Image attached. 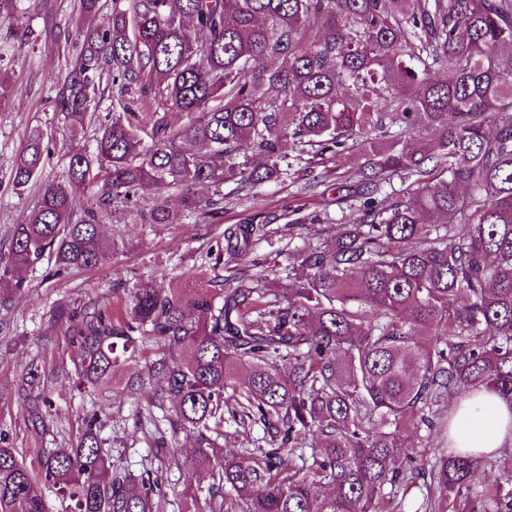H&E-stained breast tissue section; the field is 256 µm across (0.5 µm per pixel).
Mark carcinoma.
<instances>
[{
	"instance_id": "cac0c4a2",
	"label": "carcinoma",
	"mask_w": 512,
	"mask_h": 512,
	"mask_svg": "<svg viewBox=\"0 0 512 512\" xmlns=\"http://www.w3.org/2000/svg\"><path fill=\"white\" fill-rule=\"evenodd\" d=\"M105 82L112 122L13 226L0 307L45 260L54 277L97 266L106 218L219 224L224 184L250 191L353 151L351 170L307 188L354 184L362 220L295 249L301 275L289 269L284 288L143 284L125 316L78 320L77 386L111 380L139 339L159 342L158 406L198 434L209 512H224L226 487L232 512H512V453L448 446L451 398L487 388L512 403V0H112L59 99L74 127L94 122ZM48 156L30 136L13 186ZM147 184L177 191L179 208L148 204ZM81 188L93 201L77 216ZM264 235L235 224L224 250L244 260ZM226 414L268 424L269 447L216 458ZM410 431L442 441L418 448ZM484 467L501 474L478 484ZM323 481L333 494L320 498ZM42 482L61 512H154L159 486L113 473L95 414L37 475L0 448V512H52Z\"/></svg>"
}]
</instances>
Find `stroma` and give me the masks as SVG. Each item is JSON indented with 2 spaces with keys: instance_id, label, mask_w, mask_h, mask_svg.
<instances>
[{
  "instance_id": "stroma-1",
  "label": "stroma",
  "mask_w": 512,
  "mask_h": 512,
  "mask_svg": "<svg viewBox=\"0 0 512 512\" xmlns=\"http://www.w3.org/2000/svg\"><path fill=\"white\" fill-rule=\"evenodd\" d=\"M78 0H23L0 37V72L16 81L19 91L0 107V251L9 246L13 225L21 223L44 183L63 178L71 149H92V134H72L57 106L67 70L62 58L67 38L78 30L108 27L112 0L79 17ZM40 133L50 156L40 182L21 194L10 183V164L27 138ZM311 174L270 182L245 193L224 186V217L219 224H126L119 219L101 226L114 251L98 268L75 270L50 278L45 265L28 274L29 286L0 309V446L17 449L29 466L51 449L71 445L82 419L97 414L101 437L114 470L141 477H161L165 495L156 512H208L210 478L194 460V435L166 430L153 434L147 423L149 405L159 396L153 368L162 352L145 340L139 355L126 362L112 381L91 392L75 386L77 349L71 312L110 308L121 312L133 287L144 283H186L192 277L225 288L238 281L271 286L285 277L288 253L307 243L335 235L338 225L355 223L358 198L325 206L320 195L306 191ZM321 215L318 224L292 226L294 214ZM266 221V234L255 242L249 262L219 270L203 265L206 251L229 224Z\"/></svg>"
}]
</instances>
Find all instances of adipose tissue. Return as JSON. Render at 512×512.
<instances>
[{
	"label": "adipose tissue",
	"mask_w": 512,
	"mask_h": 512,
	"mask_svg": "<svg viewBox=\"0 0 512 512\" xmlns=\"http://www.w3.org/2000/svg\"><path fill=\"white\" fill-rule=\"evenodd\" d=\"M451 439L477 454L512 446V404L484 389L472 393L453 418Z\"/></svg>",
	"instance_id": "ef3b65f1"
}]
</instances>
